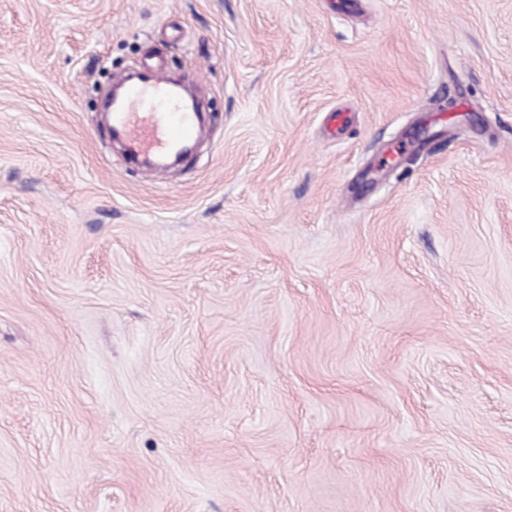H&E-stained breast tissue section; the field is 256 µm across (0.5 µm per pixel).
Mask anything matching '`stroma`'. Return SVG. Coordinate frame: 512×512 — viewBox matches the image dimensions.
I'll list each match as a JSON object with an SVG mask.
<instances>
[{"label":"stroma","mask_w":512,"mask_h":512,"mask_svg":"<svg viewBox=\"0 0 512 512\" xmlns=\"http://www.w3.org/2000/svg\"><path fill=\"white\" fill-rule=\"evenodd\" d=\"M0 512H512V0H0ZM127 85L112 108V128L128 156L163 160L196 133V111L187 107L157 71Z\"/></svg>","instance_id":"1"}]
</instances>
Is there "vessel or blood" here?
Listing matches in <instances>:
<instances>
[{
  "mask_svg": "<svg viewBox=\"0 0 512 512\" xmlns=\"http://www.w3.org/2000/svg\"><path fill=\"white\" fill-rule=\"evenodd\" d=\"M112 128L128 156L162 160L196 133V112L187 107L159 72L127 85L112 113Z\"/></svg>",
  "mask_w": 512,
  "mask_h": 512,
  "instance_id": "1",
  "label": "vessel or blood"
}]
</instances>
